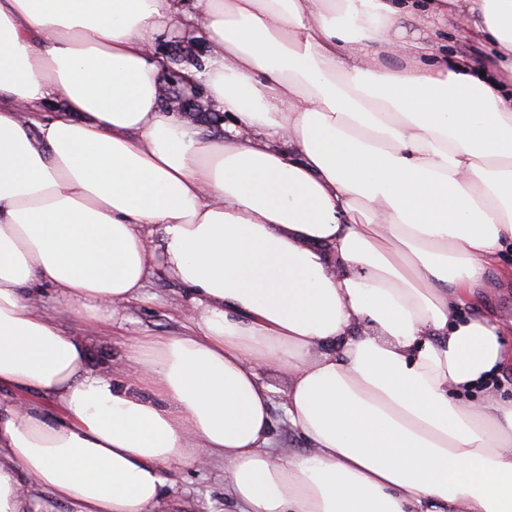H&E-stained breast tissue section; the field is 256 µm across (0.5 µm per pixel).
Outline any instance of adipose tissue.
<instances>
[{
  "label": "adipose tissue",
  "instance_id": "adipose-tissue-1",
  "mask_svg": "<svg viewBox=\"0 0 512 512\" xmlns=\"http://www.w3.org/2000/svg\"><path fill=\"white\" fill-rule=\"evenodd\" d=\"M199 2L220 141L161 105L179 0H0V512H157L214 462L232 512H512V346L467 310L512 243V0ZM452 5L498 64L449 58ZM160 271L189 331L113 375ZM188 307L184 291L171 279L157 274L143 296L122 309L121 323L103 326L95 338L97 352L104 360L119 357L129 336H175L186 329L183 312ZM39 290L42 294V299L44 302L43 305L58 318L62 327L71 333L82 334L83 325L79 322V320L73 318L70 314L63 310V307L54 300L55 294L53 290L46 285H42ZM263 380L271 385L275 390V404L272 410L275 422L274 446L285 448L293 452H304L308 448V443L301 435L290 431L283 423V410L281 403L284 400L282 392L288 387V375L277 365L271 364L262 371Z\"/></svg>",
  "mask_w": 512,
  "mask_h": 512
}]
</instances>
